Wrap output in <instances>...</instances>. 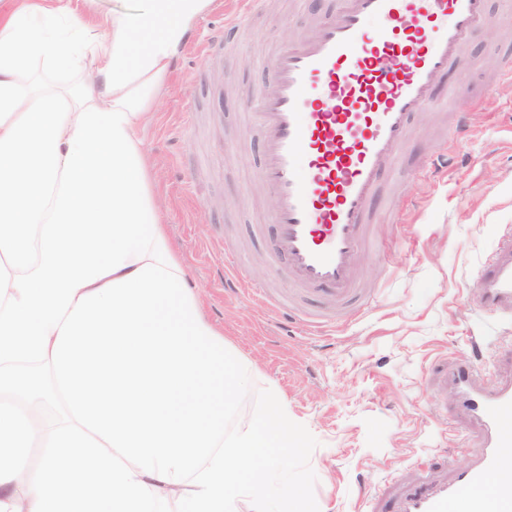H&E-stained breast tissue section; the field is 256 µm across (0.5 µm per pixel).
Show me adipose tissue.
Here are the masks:
<instances>
[{
  "mask_svg": "<svg viewBox=\"0 0 512 512\" xmlns=\"http://www.w3.org/2000/svg\"><path fill=\"white\" fill-rule=\"evenodd\" d=\"M72 0L0 6V512H271L301 440L283 406L233 434L246 382L188 287L143 149L212 0H141L88 41ZM145 43L131 52L132 35ZM95 71L32 87L33 65Z\"/></svg>",
  "mask_w": 512,
  "mask_h": 512,
  "instance_id": "ef3b65f1",
  "label": "adipose tissue"
}]
</instances>
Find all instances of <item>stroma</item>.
<instances>
[{"instance_id": "stroma-1", "label": "stroma", "mask_w": 512, "mask_h": 512, "mask_svg": "<svg viewBox=\"0 0 512 512\" xmlns=\"http://www.w3.org/2000/svg\"><path fill=\"white\" fill-rule=\"evenodd\" d=\"M228 2L213 0L187 34L147 117L156 200L205 319L248 373L233 422L277 403L304 432L302 448L272 466L275 497L290 512H362L370 494L372 512H395L417 485L450 481L483 445L477 424L455 410L449 372L471 364L487 388L512 375V319L476 305L480 266L499 228L512 225V86L467 113L473 136L448 169L417 170L455 136L447 102L466 103L512 53V0H489L492 24L436 86L440 109L414 116L401 166L373 202L370 238L382 250L363 254L361 268L379 288L376 305H350L344 325L321 335L228 287L224 262L233 258L271 293L288 292L270 263L274 196L260 177L263 136L247 101L272 82L277 45L340 2L267 0L237 30L224 25ZM218 33L226 45L203 64Z\"/></svg>"}]
</instances>
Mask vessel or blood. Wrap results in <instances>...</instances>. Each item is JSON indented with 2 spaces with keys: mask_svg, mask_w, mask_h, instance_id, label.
Returning <instances> with one entry per match:
<instances>
[{
  "mask_svg": "<svg viewBox=\"0 0 512 512\" xmlns=\"http://www.w3.org/2000/svg\"><path fill=\"white\" fill-rule=\"evenodd\" d=\"M337 14L275 50L276 80L254 108L265 139L262 181L277 199L274 265L326 306L361 291L372 202L397 166L414 113L489 24L488 0H340ZM379 28H372V21ZM480 308L512 313V229L482 268ZM458 407L483 433L452 482L421 486L399 512H512V382L487 391L471 366L449 374Z\"/></svg>",
  "mask_w": 512,
  "mask_h": 512,
  "instance_id": "1",
  "label": "vessel or blood"
}]
</instances>
